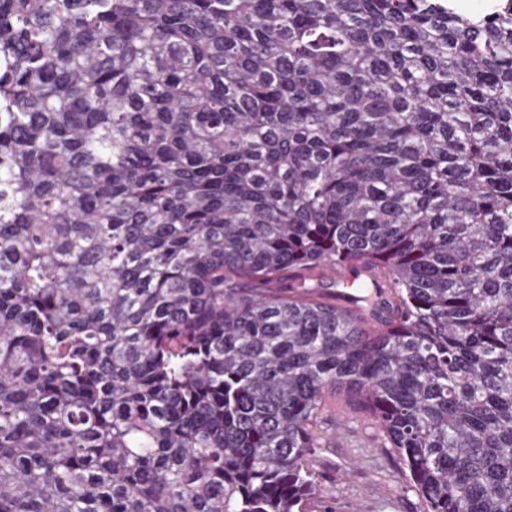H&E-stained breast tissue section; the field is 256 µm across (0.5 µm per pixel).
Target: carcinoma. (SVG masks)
Instances as JSON below:
<instances>
[{
    "label": "carcinoma",
    "mask_w": 512,
    "mask_h": 512,
    "mask_svg": "<svg viewBox=\"0 0 512 512\" xmlns=\"http://www.w3.org/2000/svg\"><path fill=\"white\" fill-rule=\"evenodd\" d=\"M0 45V512H314L342 388L422 512H512V26L0 0Z\"/></svg>",
    "instance_id": "1"
}]
</instances>
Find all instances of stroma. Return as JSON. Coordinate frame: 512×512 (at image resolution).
I'll return each mask as SVG.
<instances>
[{
    "instance_id": "stroma-1",
    "label": "stroma",
    "mask_w": 512,
    "mask_h": 512,
    "mask_svg": "<svg viewBox=\"0 0 512 512\" xmlns=\"http://www.w3.org/2000/svg\"><path fill=\"white\" fill-rule=\"evenodd\" d=\"M326 416L330 443L313 458L323 489L318 512H420L402 464L381 448L377 429L347 391L330 394Z\"/></svg>"
}]
</instances>
